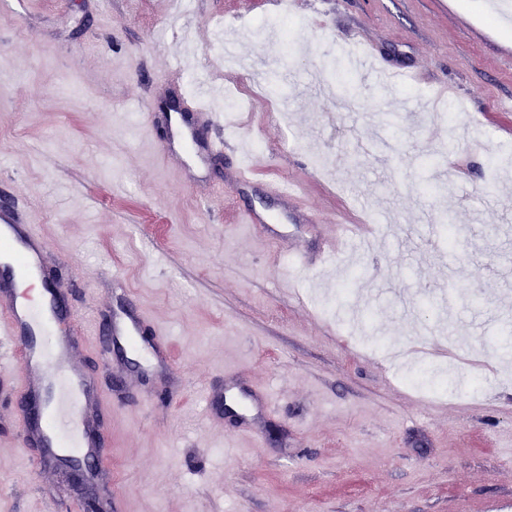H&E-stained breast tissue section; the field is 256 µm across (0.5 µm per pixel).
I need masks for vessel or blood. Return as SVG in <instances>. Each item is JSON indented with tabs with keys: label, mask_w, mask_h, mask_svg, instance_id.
I'll return each mask as SVG.
<instances>
[{
	"label": "vessel or blood",
	"mask_w": 512,
	"mask_h": 512,
	"mask_svg": "<svg viewBox=\"0 0 512 512\" xmlns=\"http://www.w3.org/2000/svg\"><path fill=\"white\" fill-rule=\"evenodd\" d=\"M171 155L191 153L197 161L222 153L224 143L206 140L195 115L182 116L179 126L166 129ZM271 193L291 206L292 218L305 221L295 189L279 180L270 182ZM341 245L340 238L322 239L318 249H290L298 265L312 268L327 262ZM45 236L33 220L9 200L0 201V336L17 348L22 363L18 382L23 395L45 401L47 413L25 420L24 432L43 442L45 462L62 453L73 458H95L101 453L100 434L92 412L99 400L97 388L76 352L77 327L54 315V294L46 282L52 277L45 264ZM142 316L127 309L112 318L113 335L134 337L141 331Z\"/></svg>",
	"instance_id": "obj_1"
}]
</instances>
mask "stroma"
Segmentation results:
<instances>
[{
  "instance_id": "obj_1",
  "label": "stroma",
  "mask_w": 512,
  "mask_h": 512,
  "mask_svg": "<svg viewBox=\"0 0 512 512\" xmlns=\"http://www.w3.org/2000/svg\"><path fill=\"white\" fill-rule=\"evenodd\" d=\"M288 16L292 52L249 25ZM241 68L225 109L204 67L216 20ZM165 41H158V33ZM360 50L413 84L352 98L331 75ZM445 94L466 115L440 121ZM170 96L214 112L207 186L163 153ZM395 114L398 128L383 119ZM264 161L232 183L246 142ZM512 31L489 0H23L0 11V197L50 244L100 403L111 512H512ZM300 184L310 221L281 218L270 180ZM438 186L437 194L424 185ZM252 209L301 246L339 220L377 225L326 266L238 223ZM460 229L447 244L437 225ZM133 304L171 362L105 350ZM425 358L458 395L403 381L376 340ZM19 357L0 341V512H82L22 438Z\"/></svg>"
}]
</instances>
